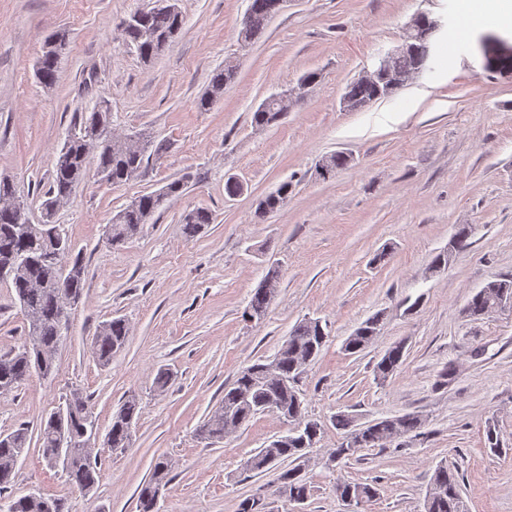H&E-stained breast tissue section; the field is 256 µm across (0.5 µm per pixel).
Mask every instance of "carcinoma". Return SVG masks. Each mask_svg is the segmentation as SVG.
<instances>
[{
    "instance_id": "carcinoma-1",
    "label": "carcinoma",
    "mask_w": 512,
    "mask_h": 512,
    "mask_svg": "<svg viewBox=\"0 0 512 512\" xmlns=\"http://www.w3.org/2000/svg\"><path fill=\"white\" fill-rule=\"evenodd\" d=\"M280 9V0H251L246 13V23L240 30L241 39L248 42L264 28L268 19ZM137 18L122 25L127 42L133 46L141 60L148 64L165 48L168 42L181 31L184 18L178 10L176 0L166 5L136 12ZM66 46V35L56 33L45 40L43 52L37 64V78L41 84L51 87L57 78L59 56ZM418 70L417 56L412 52L399 54L392 64L395 77L410 78ZM237 74L231 60L216 69L210 78L205 94L197 101V108L208 111L224 96V90ZM396 94L385 82L353 81L346 89L344 98L354 106L367 101L388 98ZM286 111L265 99L254 111L252 119L257 127H268L278 122ZM111 127V109L108 104L99 105L86 121L78 126L80 136L70 138L61 150L52 178L49 193L45 195L42 209L46 219L40 224H20L16 212L3 202L13 193V186L0 179V263L24 257L26 266L11 281L22 312L28 323L26 341L17 351L0 355V395L8 394L20 387L32 374L48 377L54 372V355L63 342L60 319L61 306L67 295L79 301L85 286V266L77 256H72L70 243L58 247V243L47 232L52 224L55 210L71 196L75 186L83 179L82 167L90 156L97 157L96 172L104 182L113 185L138 178L145 168V157L152 147V140L143 137L138 144L129 137L110 136V141L100 145L92 140L96 125ZM185 178L167 183L159 191L133 199L112 217L108 236L119 238L122 243L137 236L143 225L149 223L164 200L182 193ZM292 184L285 182L278 190L259 203L258 216L277 210L288 199ZM213 223V214L205 208H196L182 217L183 233L195 237ZM70 267L67 276H62L61 264ZM279 267H268L263 281L254 290L245 314L260 321L265 318L276 289ZM512 297V277H498L487 286L476 291L462 309L463 317L482 320L491 316V308L501 297ZM383 315L377 313L362 323L344 342V351L350 355L362 353L375 339L381 329ZM129 327L125 319L116 317L99 325L92 339V355L97 364L107 367L112 358L121 352L128 340ZM327 334L318 319H305L293 327L289 336L274 357L243 368L235 381L224 388V399L197 429V435L212 442L236 431L250 418L267 409H277L284 415L302 424V429L281 441L280 446L259 449L248 461L247 470L257 475L275 469L278 463H289L277 478L278 496L292 504L307 501L310 488L301 459L308 453L312 440L318 439L322 425L307 418L303 401L296 390L300 368L309 365L324 346ZM406 345L395 342L390 345L375 365L376 378L382 382L392 376L402 365ZM275 367V374L266 372V365ZM66 406L55 408L39 426L38 442L43 458L56 447L57 433L64 429L69 440V462L62 466L68 481L85 493L93 491L98 481L99 470L93 462V451L86 449L89 438L85 437V418L92 414L84 393L70 390L65 397ZM140 414V400L128 396L112 416L105 444L113 451H124L132 442L133 426ZM336 427L345 431L344 440L335 448L334 459L349 458L362 448H383L396 438L418 431L424 420L415 414L376 420L357 427L349 415L335 416ZM29 430L19 426L15 430L0 434V493L10 488L15 480V469L10 466L19 459L28 442ZM172 463L159 459L151 477L138 490L139 512H158L160 491L168 482ZM336 495L343 501L368 503L377 495V489L367 483L342 480L336 484ZM0 512H64V503L58 499L28 494L20 497L0 498ZM424 512H467L462 489L454 469L446 464L438 465L431 477L424 500Z\"/></svg>"
}]
</instances>
